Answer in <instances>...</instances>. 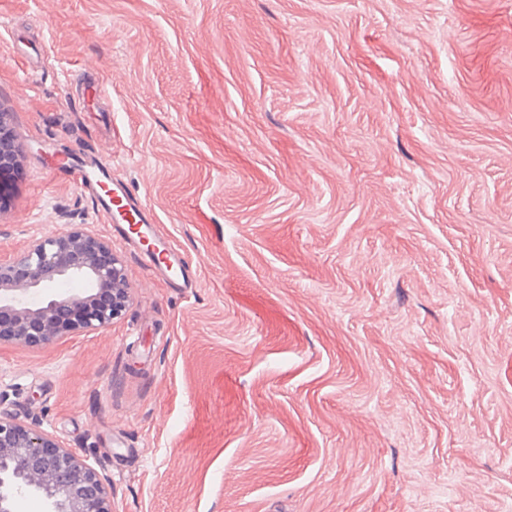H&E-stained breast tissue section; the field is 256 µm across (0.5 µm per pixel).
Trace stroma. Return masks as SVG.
I'll use <instances>...</instances> for the list:
<instances>
[{"mask_svg":"<svg viewBox=\"0 0 512 512\" xmlns=\"http://www.w3.org/2000/svg\"><path fill=\"white\" fill-rule=\"evenodd\" d=\"M0 111V256L80 227L131 295L1 343L0 412L112 512H512V0H0ZM13 115L0 112V175L9 173L16 165L14 138L10 132ZM74 173L80 188L98 197L97 207L107 220V224H112L113 220L124 221L128 225L127 229L122 228L123 233L135 243H139L151 232V225L155 224L152 213L136 198L130 196L123 187L112 183L110 194L104 193L102 196L99 193L98 188L102 189L103 184L101 178H111L112 175V159L109 156H98L90 167L83 165L82 169ZM128 215L132 221L126 218ZM129 224H136L137 231L133 232Z\"/></svg>","mask_w":512,"mask_h":512,"instance_id":"stroma-1","label":"stroma"}]
</instances>
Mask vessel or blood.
<instances>
[{
	"instance_id": "vessel-or-blood-1",
	"label": "vessel or blood",
	"mask_w": 512,
	"mask_h": 512,
	"mask_svg": "<svg viewBox=\"0 0 512 512\" xmlns=\"http://www.w3.org/2000/svg\"><path fill=\"white\" fill-rule=\"evenodd\" d=\"M112 175V160L102 155L96 157L92 165L77 170L76 180L80 188L98 198L97 207L106 220L131 219L133 225L125 229V236L145 238L154 223L152 213L136 198L130 196L121 186H114L110 194L100 195L102 181Z\"/></svg>"
}]
</instances>
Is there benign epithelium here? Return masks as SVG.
<instances>
[{"label": "benign epithelium", "mask_w": 512, "mask_h": 512, "mask_svg": "<svg viewBox=\"0 0 512 512\" xmlns=\"http://www.w3.org/2000/svg\"><path fill=\"white\" fill-rule=\"evenodd\" d=\"M13 114L0 112V174L16 165ZM80 280L85 288L57 289ZM130 303L124 269L106 242L69 228L0 257V342L40 347L107 328ZM41 497L47 512H112L107 479L37 423L0 414V512Z\"/></svg>", "instance_id": "obj_1"}]
</instances>
